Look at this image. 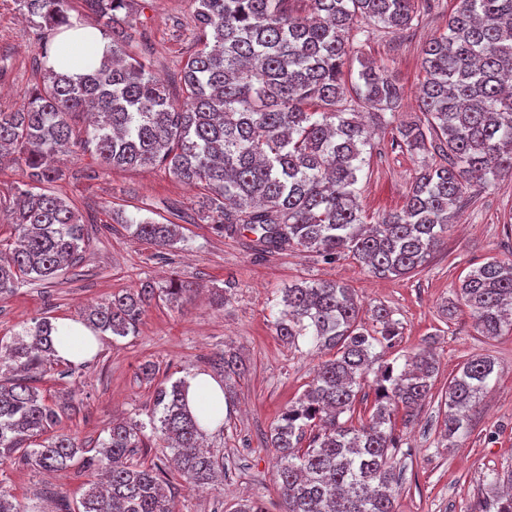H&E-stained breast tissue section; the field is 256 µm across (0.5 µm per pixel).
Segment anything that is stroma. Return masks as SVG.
I'll use <instances>...</instances> for the list:
<instances>
[{
	"mask_svg": "<svg viewBox=\"0 0 512 512\" xmlns=\"http://www.w3.org/2000/svg\"><path fill=\"white\" fill-rule=\"evenodd\" d=\"M456 0H435L421 8L419 23L384 37L361 23L354 42L363 56L386 66L403 88L401 119L416 115V96L424 73L422 49L443 32ZM193 0H134V49L148 47L153 69L175 97H182V61L198 38ZM37 37L13 0H0V108L12 110L27 99L38 75ZM394 126L377 128L371 155L357 189L364 214L400 210L423 160L437 152L414 154L395 143ZM65 182L55 192L74 200L88 232L80 260L51 282L31 281L0 300V337L13 336L33 320H80L84 308L103 304L113 292L149 280L165 287L171 276L193 282L199 295L173 306L153 300L135 333L98 334L84 367L54 375L41 384L47 394L72 398L69 423L80 444L95 446L113 420H146L153 386L139 367L153 362L157 380L213 373L211 357L234 349L245 371L227 381L224 423L205 442L224 452V479L210 488L185 487L175 469L168 479L178 512H233L237 503L258 500L280 512L270 432L281 414L311 382L319 354L307 341L292 346L277 335L283 288L297 282L333 280L352 288L365 307L389 309L402 327L385 353L394 359L420 348L435 355L432 396L410 413H398L395 435L403 451L396 512H472L486 480L512 470V333L481 336L468 309L452 313L462 278L497 259L512 261V177L468 189L448 225L441 246L421 270L377 278L350 257L325 262L315 254L285 250L255 253L248 237L230 236L199 214L201 188L188 186L160 169L105 170L92 152L64 158ZM179 224L183 242L160 249L136 238L115 215ZM223 289L224 302L214 292ZM495 362L497 380L469 417L468 431L446 443L441 438L443 396L449 379L471 356ZM88 478L80 466L40 472L21 460L0 468V487L29 512H52L56 492H75Z\"/></svg>",
	"mask_w": 512,
	"mask_h": 512,
	"instance_id": "35a3bbf8",
	"label": "stroma"
}]
</instances>
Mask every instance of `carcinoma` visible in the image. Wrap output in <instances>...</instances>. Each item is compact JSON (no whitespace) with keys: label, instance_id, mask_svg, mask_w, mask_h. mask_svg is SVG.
Here are the masks:
<instances>
[{"label":"carcinoma","instance_id":"carcinoma-1","mask_svg":"<svg viewBox=\"0 0 512 512\" xmlns=\"http://www.w3.org/2000/svg\"><path fill=\"white\" fill-rule=\"evenodd\" d=\"M83 2L109 40L100 62L83 64L79 73L42 66L27 101L0 110V165L17 164L25 175L6 213L15 242H0V298L25 282L55 279L80 257L87 233L75 203L46 188L66 178L59 157L90 145L103 166L160 167L203 184V220L226 233H252L262 255L296 247L324 258L348 256L377 277L403 276L428 261L468 185L512 176V0H459L446 31L424 48L422 117L397 125L399 145L423 153L432 146L448 163L424 165L403 208L372 224L356 188L370 146L359 109L390 124L402 88L381 66L352 55L354 31L361 21L383 33L411 28L416 0H308L307 16L292 12L290 0H195L198 46L183 62L181 104L154 75L151 59L129 49L133 0ZM14 3L36 30L44 60L54 50L53 32L82 26L71 16L73 0ZM85 112L95 120L83 133L76 117ZM122 223L154 245L182 240L177 224ZM158 292L176 302L193 288L176 277L160 289L145 281L87 309L82 321L126 337ZM457 296L481 335L512 330L511 262L472 269ZM282 302L277 334L332 353L270 433L283 512H396L392 416L426 400L433 355L422 349L401 365L384 359L401 335L399 322L378 306V328L367 330L361 303L335 281L293 284ZM54 330L43 318L0 343L19 373L0 382L1 466L16 458L43 471L80 463L104 475L87 480L78 498L60 494L56 512H176L162 487L163 467L133 460L146 447L147 427L166 442L188 487L209 486L224 473V455L202 448L204 430L188 408L182 378L157 385L149 423L114 422L99 446H80L66 427L71 405L39 386L63 363ZM215 364L226 378L243 369L227 349ZM494 374L495 362L475 355L448 381V442L467 433L468 413ZM366 386L375 394L367 415L355 406ZM485 494L495 512H512V471L494 474ZM0 512L25 509L1 488Z\"/></svg>","mask_w":512,"mask_h":512}]
</instances>
